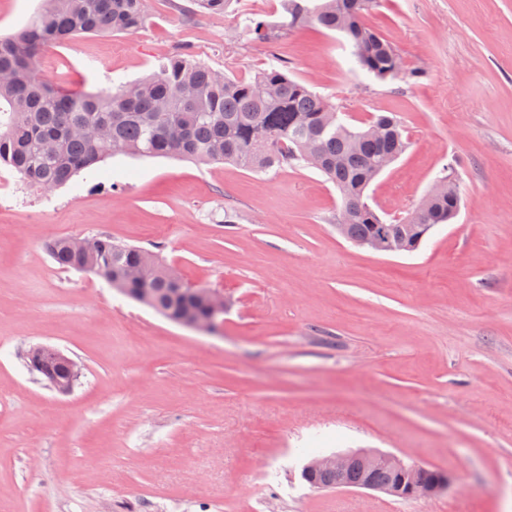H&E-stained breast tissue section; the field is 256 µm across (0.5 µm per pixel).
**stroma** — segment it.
<instances>
[{
    "label": "stroma",
    "instance_id": "obj_1",
    "mask_svg": "<svg viewBox=\"0 0 512 512\" xmlns=\"http://www.w3.org/2000/svg\"><path fill=\"white\" fill-rule=\"evenodd\" d=\"M145 2L141 29L49 48L42 74L95 91L177 50L246 77L277 57L351 126L401 120L409 147L369 190L381 217L413 211L449 163L460 210L417 251L376 254L337 233L340 194L307 167L117 156L61 189L0 184V512H512V0H380L366 22L412 74L388 82L322 28L242 30L244 13L281 21L284 0ZM100 234L220 289L222 331L46 251ZM36 344L77 363L70 393L29 370ZM360 448L448 487L406 500L302 479Z\"/></svg>",
    "mask_w": 512,
    "mask_h": 512
}]
</instances>
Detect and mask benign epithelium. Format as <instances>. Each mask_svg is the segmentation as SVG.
I'll use <instances>...</instances> for the list:
<instances>
[{"instance_id":"7a95c632","label":"benign epithelium","mask_w":512,"mask_h":512,"mask_svg":"<svg viewBox=\"0 0 512 512\" xmlns=\"http://www.w3.org/2000/svg\"><path fill=\"white\" fill-rule=\"evenodd\" d=\"M191 294L202 311L191 310L177 318L174 322L193 331L216 334L224 325V295L213 288L190 287ZM47 360H55L65 365L66 377L54 378L48 386L60 393H68L78 376L76 362L60 349L49 345H36L28 354V367L31 371L41 368ZM359 463L363 468L371 470L379 464L390 466L398 475L393 483L379 484L371 477L354 485L356 489H364L385 493L404 499L433 497L448 486V476L438 470L425 468L403 459L371 450H357L334 453L310 459L302 468L301 476L309 484L317 488H343L347 486L345 475L353 464Z\"/></svg>"}]
</instances>
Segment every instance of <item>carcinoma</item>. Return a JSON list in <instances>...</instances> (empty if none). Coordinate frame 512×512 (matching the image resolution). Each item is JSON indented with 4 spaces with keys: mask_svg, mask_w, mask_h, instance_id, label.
I'll use <instances>...</instances> for the list:
<instances>
[{
    "mask_svg": "<svg viewBox=\"0 0 512 512\" xmlns=\"http://www.w3.org/2000/svg\"><path fill=\"white\" fill-rule=\"evenodd\" d=\"M229 0H193L201 12L224 14ZM378 0H287L278 25L253 14L243 29L256 41L316 25L344 36L355 65L381 82L407 77L393 44L365 23ZM144 0H42L41 9L16 33L0 37V167L29 186L54 190L83 170L120 155L174 157L198 163H233L253 172L308 167V153L322 156L316 167L342 197L338 223L352 241L369 239L384 220L367 203L366 191L382 173L383 159L397 160L407 149L402 122L378 114L365 128L336 122L338 107L289 76L278 60L256 75L217 73L180 52L153 71L115 88L95 92L61 88L39 72L45 50L82 34L127 33L146 22ZM459 197L455 170L441 171L440 191L404 224H418L424 236L402 235L410 250L440 224L450 222ZM359 201L364 209L351 212ZM62 269L113 274L118 288H143L154 308L170 314L196 304L173 295L176 281L157 271L154 255L98 236L61 237L47 244Z\"/></svg>",
    "mask_w": 512,
    "mask_h": 512,
    "instance_id": "obj_1",
    "label": "carcinoma"
}]
</instances>
